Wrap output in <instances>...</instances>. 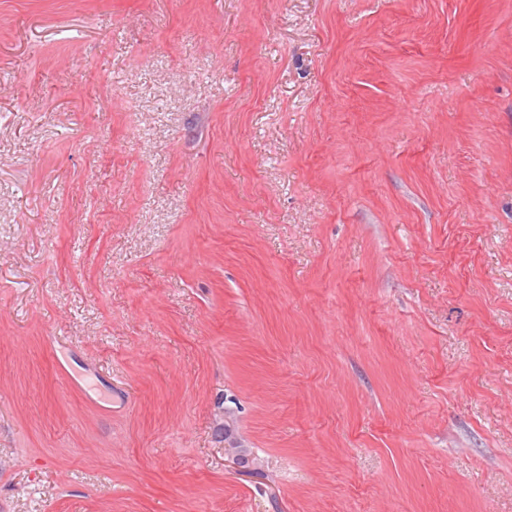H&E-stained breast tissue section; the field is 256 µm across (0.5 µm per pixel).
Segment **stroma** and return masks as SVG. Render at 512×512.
I'll return each instance as SVG.
<instances>
[{
  "label": "stroma",
  "mask_w": 512,
  "mask_h": 512,
  "mask_svg": "<svg viewBox=\"0 0 512 512\" xmlns=\"http://www.w3.org/2000/svg\"><path fill=\"white\" fill-rule=\"evenodd\" d=\"M0 512H512V0H0Z\"/></svg>",
  "instance_id": "35a3bbf8"
}]
</instances>
